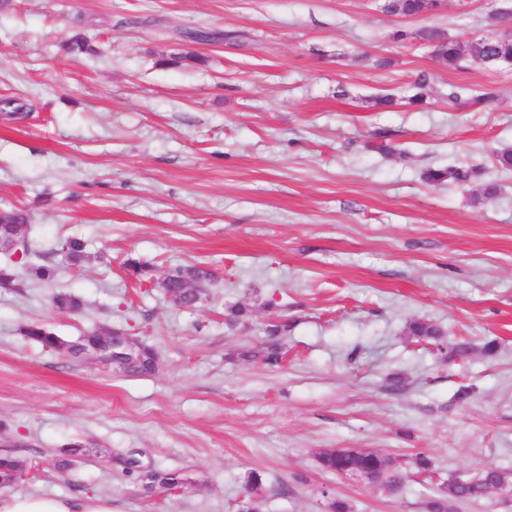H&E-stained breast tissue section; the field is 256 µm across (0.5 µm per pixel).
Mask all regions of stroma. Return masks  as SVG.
Returning <instances> with one entry per match:
<instances>
[{"instance_id":"1","label":"stroma","mask_w":512,"mask_h":512,"mask_svg":"<svg viewBox=\"0 0 512 512\" xmlns=\"http://www.w3.org/2000/svg\"><path fill=\"white\" fill-rule=\"evenodd\" d=\"M511 8L0 0V100L19 110H0V209L28 211L55 268L0 287V450L25 463L16 490L108 497L113 512H241L256 472L260 512H327L332 495L351 512H426L413 475L391 495L321 470L318 453L405 465L422 450L443 481L512 474V170L494 167L512 147V66L450 67L427 39L510 36ZM78 33L93 53L66 50ZM460 87L493 98L451 100ZM448 167L499 194L477 203L475 182L423 177ZM67 236L85 240L82 266L54 254ZM131 255L154 282L128 275ZM179 265L215 275L197 307L157 285ZM58 291L81 310L54 308ZM237 302L251 314L233 325ZM414 320L469 358L409 336ZM32 323L70 343L122 331L156 370L43 350L23 334ZM74 443L84 454L64 457ZM153 469L194 483L145 493ZM429 0H387L384 7L388 13L408 17L420 15L427 9ZM125 363L121 371L130 375L148 374L156 369L155 354L146 347L135 349L132 355L126 356Z\"/></svg>"}]
</instances>
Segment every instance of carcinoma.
I'll return each instance as SVG.
<instances>
[{
    "mask_svg": "<svg viewBox=\"0 0 512 512\" xmlns=\"http://www.w3.org/2000/svg\"><path fill=\"white\" fill-rule=\"evenodd\" d=\"M427 9V0H387L385 10L391 14L408 17L421 14ZM428 39L435 42V56L444 64L456 67L461 62L472 59L486 66L512 64L511 37H476L466 42L444 39L431 34ZM472 172L462 169H433L426 173V179L433 183L446 180L463 184L471 179ZM3 223L25 241L24 254L20 263L35 279L48 281L53 277V268L44 263L46 254L36 248V241L30 236L29 217L22 209L3 211L0 216ZM55 251L72 265H77L88 257L86 243L75 236L58 241ZM132 279L142 285L153 280V266L136 257L129 256L123 262ZM212 277V273L199 266H180L171 270L162 280L161 288L174 303L188 304L192 297V286ZM53 304L60 310L77 311L81 308L78 298L67 293H54ZM409 335L420 341L433 344L443 350V333L434 325L425 321H414L409 324ZM24 335L44 349L68 352L75 355H91L101 361L105 360L104 348L112 346V332H94L82 337L78 343H69L57 336L48 327L34 323L27 326ZM156 369L154 352L141 347L125 358L123 372L130 375L148 374ZM319 466L328 472L335 473L349 481L363 477V481L379 486L388 494H395L403 483L400 464L382 452L356 448L338 452L328 448L317 455ZM24 463L6 451L0 454V481L12 484L22 478ZM512 476L497 467L486 466L469 479L443 481L429 487L430 495L426 501L427 512H448L452 502L475 501L497 491H505L509 487ZM162 487L187 486L190 481L178 471H155L151 477V485Z\"/></svg>",
    "mask_w": 512,
    "mask_h": 512,
    "instance_id": "1",
    "label": "carcinoma"
}]
</instances>
